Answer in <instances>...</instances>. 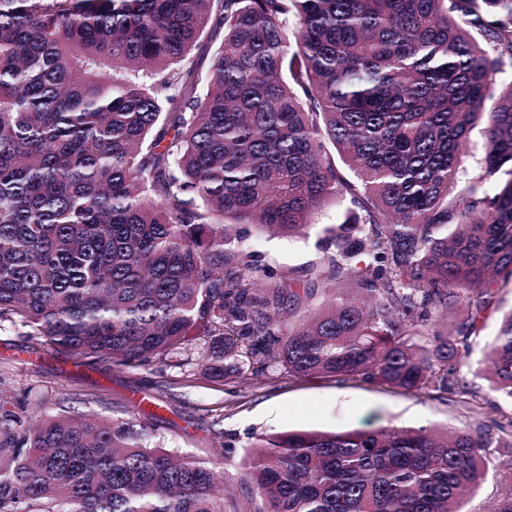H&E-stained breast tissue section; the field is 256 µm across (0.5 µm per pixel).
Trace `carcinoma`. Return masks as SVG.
Listing matches in <instances>:
<instances>
[{
    "label": "carcinoma",
    "mask_w": 512,
    "mask_h": 512,
    "mask_svg": "<svg viewBox=\"0 0 512 512\" xmlns=\"http://www.w3.org/2000/svg\"><path fill=\"white\" fill-rule=\"evenodd\" d=\"M333 200L325 273L347 294L240 249L237 225L291 237ZM505 288L512 0H0V323L95 370L201 340L215 376L273 361L462 397L460 347ZM437 305L462 308L454 342ZM487 359L512 400V309ZM27 422L16 438L0 412V512H226L218 459L119 418ZM491 445L423 426L264 436L249 512H466Z\"/></svg>",
    "instance_id": "1"
}]
</instances>
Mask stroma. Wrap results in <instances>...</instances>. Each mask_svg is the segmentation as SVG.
Instances as JSON below:
<instances>
[{
	"label": "stroma",
	"mask_w": 512,
	"mask_h": 512,
	"mask_svg": "<svg viewBox=\"0 0 512 512\" xmlns=\"http://www.w3.org/2000/svg\"><path fill=\"white\" fill-rule=\"evenodd\" d=\"M336 221L335 207L320 212L313 227L288 238L244 225V243L260 263L292 271L303 280L316 276L325 257L323 230ZM498 313H489L480 336L471 344L461 377L471 397L452 401L434 390L404 393L366 382L341 383L332 378L297 379L281 366L241 379L211 378L203 373L208 359L202 342L188 346L179 363L115 367L99 373H66L67 354L50 349L29 351L21 327L0 325V399L6 409L25 416L31 406L56 413L59 406L75 414L120 417L139 422L136 407L147 396L161 404L162 420L154 435L166 449L209 457L224 451V486L232 493L228 512H244L252 495L245 450L255 438L288 430L344 431L354 428H454L499 439L512 425V401L493 391L477 370L488 343L499 330ZM223 418L216 431L214 418ZM495 462L480 491L468 499L467 512H490L512 490V470Z\"/></svg>",
	"instance_id": "1"
}]
</instances>
